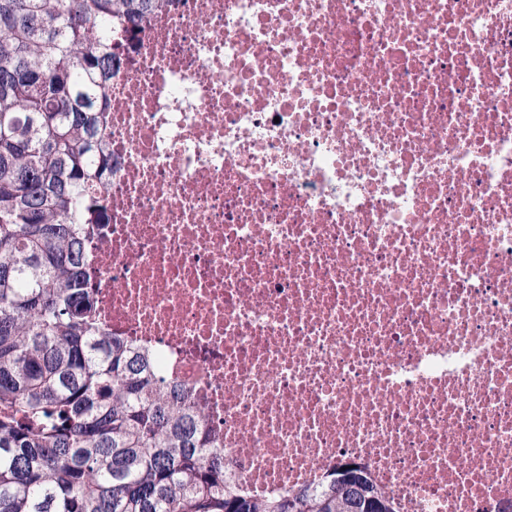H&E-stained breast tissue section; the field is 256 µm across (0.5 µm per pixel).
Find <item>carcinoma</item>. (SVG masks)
Returning a JSON list of instances; mask_svg holds the SVG:
<instances>
[{"mask_svg":"<svg viewBox=\"0 0 512 512\" xmlns=\"http://www.w3.org/2000/svg\"><path fill=\"white\" fill-rule=\"evenodd\" d=\"M164 5L0 0V512H395L353 466L319 490L229 488L204 416L97 326L76 216L102 218L119 62L92 31Z\"/></svg>","mask_w":512,"mask_h":512,"instance_id":"cac0c4a2","label":"carcinoma"}]
</instances>
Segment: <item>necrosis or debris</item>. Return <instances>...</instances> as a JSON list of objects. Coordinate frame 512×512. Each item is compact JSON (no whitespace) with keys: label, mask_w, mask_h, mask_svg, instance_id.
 I'll return each instance as SVG.
<instances>
[{"label":"necrosis or debris","mask_w":512,"mask_h":512,"mask_svg":"<svg viewBox=\"0 0 512 512\" xmlns=\"http://www.w3.org/2000/svg\"><path fill=\"white\" fill-rule=\"evenodd\" d=\"M112 44L97 319L226 482L512 512V0H168Z\"/></svg>","instance_id":"1"}]
</instances>
